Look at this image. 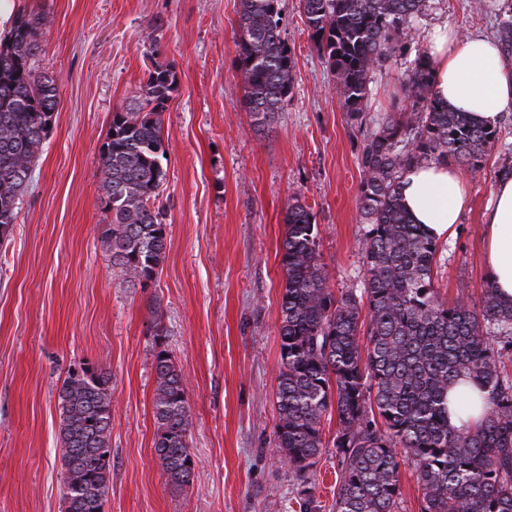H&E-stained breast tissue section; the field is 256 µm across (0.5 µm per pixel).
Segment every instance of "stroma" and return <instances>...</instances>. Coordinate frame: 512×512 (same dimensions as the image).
Here are the masks:
<instances>
[{"label": "stroma", "mask_w": 512, "mask_h": 512, "mask_svg": "<svg viewBox=\"0 0 512 512\" xmlns=\"http://www.w3.org/2000/svg\"><path fill=\"white\" fill-rule=\"evenodd\" d=\"M20 2L48 18L34 66L57 79L61 104L0 238V512H59L58 388L86 363L112 383L105 512H298L307 484L317 512H331L335 448L303 478L274 455L285 209L295 196L312 208L331 291L360 289L359 155L369 131L405 99L415 50L434 27L497 36L512 0H427L414 50L370 72L359 121L340 104L299 0H280L292 90L261 131L235 63L238 0ZM155 63L173 65L178 81L162 114L166 256L141 287L102 241L99 149ZM508 167L512 114L482 169L467 171L471 207L439 244L434 285L447 302L481 303L482 213ZM160 342L189 403L195 472L183 489L153 449Z\"/></svg>", "instance_id": "stroma-1"}]
</instances>
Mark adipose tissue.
I'll return each mask as SVG.
<instances>
[{
	"label": "adipose tissue",
	"mask_w": 512,
	"mask_h": 512,
	"mask_svg": "<svg viewBox=\"0 0 512 512\" xmlns=\"http://www.w3.org/2000/svg\"><path fill=\"white\" fill-rule=\"evenodd\" d=\"M434 91L474 121L496 126L512 112V59L488 36L435 28L430 37ZM402 202L414 223L435 239L454 235L470 205L468 183L452 164L409 167L401 178ZM488 279L498 297L512 303V177L499 178L484 212Z\"/></svg>",
	"instance_id": "1"
}]
</instances>
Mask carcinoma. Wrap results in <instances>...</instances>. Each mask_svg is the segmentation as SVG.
<instances>
[{
    "label": "carcinoma",
    "mask_w": 512,
    "mask_h": 512,
    "mask_svg": "<svg viewBox=\"0 0 512 512\" xmlns=\"http://www.w3.org/2000/svg\"><path fill=\"white\" fill-rule=\"evenodd\" d=\"M236 63L255 125L272 124L291 92V50L280 0H239ZM309 36L336 78L343 109L360 118L369 73L413 40L425 0H300ZM38 15L16 17L0 43V236L15 224L21 196L58 112L57 79L34 67ZM175 67L153 66L138 95L112 113L100 147L103 240L129 281H151L166 254L157 204L166 179L162 114ZM410 99L378 120L363 144L359 209L365 224L360 293L335 296L321 260L317 226L300 197L287 205L282 271L279 421L275 449L303 476L322 455L323 425L336 416L334 512H398L400 470L413 469L419 512H512V305L492 286L480 307L442 300L434 287L439 244L401 203L403 172L425 162L477 172L499 130L455 110L434 92L432 60L417 49ZM367 313H362V310ZM154 452L168 481L190 485L189 406L180 371L157 343ZM469 383L481 418L448 426V388ZM63 512H104L112 483V384L85 363L58 392Z\"/></svg>",
    "instance_id": "carcinoma-1"
}]
</instances>
